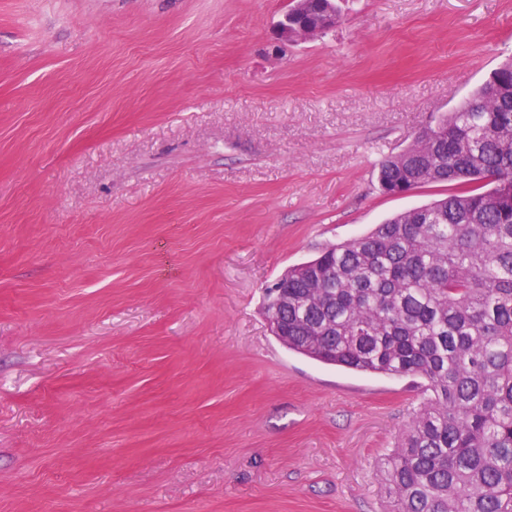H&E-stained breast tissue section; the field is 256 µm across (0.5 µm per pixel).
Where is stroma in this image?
I'll return each mask as SVG.
<instances>
[{
  "instance_id": "35a3bbf8",
  "label": "stroma",
  "mask_w": 512,
  "mask_h": 512,
  "mask_svg": "<svg viewBox=\"0 0 512 512\" xmlns=\"http://www.w3.org/2000/svg\"><path fill=\"white\" fill-rule=\"evenodd\" d=\"M0 0V512H393L414 378L289 351L285 269L447 186L380 162L512 58V0ZM319 12H332L326 15L320 22V27L329 31L336 27V17L339 16V9L335 0H293L288 10L278 21L274 31V42L285 49L301 40L323 35L316 28V18ZM336 12V13H334ZM288 14L295 18L297 29L295 36H292L288 29Z\"/></svg>"
}]
</instances>
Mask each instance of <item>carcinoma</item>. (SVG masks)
<instances>
[{
  "label": "carcinoma",
  "mask_w": 512,
  "mask_h": 512,
  "mask_svg": "<svg viewBox=\"0 0 512 512\" xmlns=\"http://www.w3.org/2000/svg\"><path fill=\"white\" fill-rule=\"evenodd\" d=\"M336 0H292L297 40ZM380 189L468 188L288 268L277 338L313 360L424 379L385 463L395 512H512V60L384 159Z\"/></svg>",
  "instance_id": "obj_1"
}]
</instances>
